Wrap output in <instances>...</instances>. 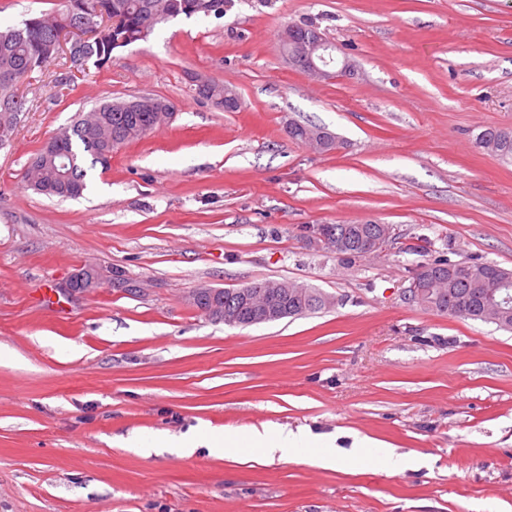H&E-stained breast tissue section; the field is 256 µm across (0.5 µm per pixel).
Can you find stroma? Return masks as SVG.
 I'll return each mask as SVG.
<instances>
[{"instance_id": "1", "label": "stroma", "mask_w": 512, "mask_h": 512, "mask_svg": "<svg viewBox=\"0 0 512 512\" xmlns=\"http://www.w3.org/2000/svg\"><path fill=\"white\" fill-rule=\"evenodd\" d=\"M306 18L354 77L289 64L281 31ZM197 76L240 109L198 97ZM143 95L172 116L88 168L83 197L28 187L33 154L78 113ZM24 99L0 148V512H512V332L406 293L438 256L512 270V163L475 142L512 130V0H236L102 67L55 59ZM293 123L339 148L292 141ZM370 220L394 232L371 256L307 238ZM87 263L134 292L63 293ZM262 280L335 304L242 327L186 301ZM253 425L373 444L336 471L312 445L271 464L153 445ZM382 442L415 467L380 466Z\"/></svg>"}]
</instances>
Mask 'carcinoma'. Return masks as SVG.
Returning <instances> with one entry per match:
<instances>
[{"mask_svg":"<svg viewBox=\"0 0 512 512\" xmlns=\"http://www.w3.org/2000/svg\"><path fill=\"white\" fill-rule=\"evenodd\" d=\"M234 5L235 0H61L60 8L51 14L34 16L19 26L0 30V125L17 127L10 111L3 109V102H14L25 81L60 54V48L51 46L53 33L70 27L85 10L110 22L99 41L85 50L95 65L103 66L116 49L143 40L161 23L198 14L221 18ZM232 94L231 88L211 83L205 99L233 112L240 107V101L227 107V97ZM124 105V101L103 103L78 114L80 124L60 129L31 158L26 173L29 187L60 198L83 195L85 156L91 157L94 166L100 163L101 155L146 136L141 113ZM476 144L502 161H512V130L486 128L478 133ZM384 228L383 224L366 221L322 224L317 231L330 244L338 236L345 238L348 246L336 254L355 258L362 256V240ZM413 280L423 289L420 305L424 309L488 321L512 330V270L478 259L455 262L434 258L418 265ZM245 292L257 301L275 302L284 318L314 314L333 305V297L307 284L264 280L239 288H198L192 306L203 316L219 306L224 309L225 324L248 326Z\"/></svg>","mask_w":512,"mask_h":512,"instance_id":"carcinoma-1","label":"carcinoma"}]
</instances>
